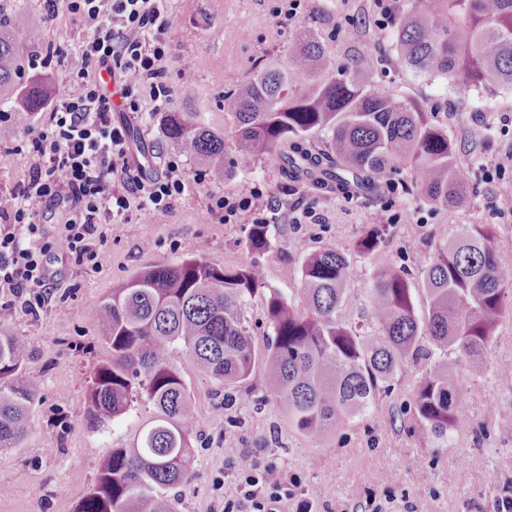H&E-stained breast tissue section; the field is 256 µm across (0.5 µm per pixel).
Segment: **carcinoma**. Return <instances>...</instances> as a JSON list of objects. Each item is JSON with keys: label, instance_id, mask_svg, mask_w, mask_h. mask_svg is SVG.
I'll return each instance as SVG.
<instances>
[{"label": "carcinoma", "instance_id": "1", "mask_svg": "<svg viewBox=\"0 0 512 512\" xmlns=\"http://www.w3.org/2000/svg\"><path fill=\"white\" fill-rule=\"evenodd\" d=\"M397 60L420 77L461 88H512V0H408L392 41ZM23 47L0 36V86L12 79ZM337 65L318 34L305 32L283 61H272L232 94L231 140L206 127L194 112L166 118L170 151L191 153L212 170L231 151L248 165L276 157L283 178L343 196L380 197L387 177L409 170L422 198L453 206L467 194L448 133L431 123L421 103L370 83L366 72ZM327 133L325 148L312 135ZM389 230L369 224L355 248L378 257L370 288L373 329L362 334L340 320L353 277L350 259L333 248L305 255L300 269L307 313L281 294L266 299L274 336L259 353L245 305L265 287L259 261L218 268L194 250L176 262H157L112 289L101 302L100 336L109 358L87 381V413L99 430L138 406L149 413L123 448H113L75 512H173L164 491L193 476L195 408L173 361L182 350L220 387L230 389L262 363L288 420L318 436L364 414L407 365L431 364L414 397L411 426L436 447L448 438L465 396L459 363L483 373L482 354L512 288V263L500 257L489 224H461L435 247L416 310L403 273L382 254ZM248 246L269 248L266 225L254 224ZM30 342L0 331V448H17L40 393L29 367Z\"/></svg>", "mask_w": 512, "mask_h": 512}]
</instances>
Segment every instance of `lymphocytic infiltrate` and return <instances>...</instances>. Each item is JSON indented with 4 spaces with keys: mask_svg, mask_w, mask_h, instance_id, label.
Listing matches in <instances>:
<instances>
[{
    "mask_svg": "<svg viewBox=\"0 0 512 512\" xmlns=\"http://www.w3.org/2000/svg\"><path fill=\"white\" fill-rule=\"evenodd\" d=\"M49 13L66 11L88 25L83 55L108 74L127 76L122 96L129 111L140 109L138 90L149 84L154 101L167 104L161 62L169 53L167 0H45ZM128 128L112 122V100L103 80L85 71L69 75L49 111L45 127L28 140L34 160L23 186L0 204V321L16 311L36 313L58 273L52 256L60 251L100 269L112 226L131 209H169L186 182L176 163L167 173L145 179L126 159ZM68 202L69 216L59 241L49 239L38 204ZM241 497L224 512H279L291 498L287 476L274 465L246 475Z\"/></svg>",
    "mask_w": 512,
    "mask_h": 512,
    "instance_id": "lymphocytic-infiltrate-1",
    "label": "lymphocytic infiltrate"
}]
</instances>
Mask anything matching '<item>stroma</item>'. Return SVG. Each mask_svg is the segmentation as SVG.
Listing matches in <instances>:
<instances>
[{"instance_id":"1","label":"stroma","mask_w":512,"mask_h":512,"mask_svg":"<svg viewBox=\"0 0 512 512\" xmlns=\"http://www.w3.org/2000/svg\"><path fill=\"white\" fill-rule=\"evenodd\" d=\"M169 6L170 53L163 63L171 94L167 110H156L145 86L139 111L112 114L129 127L130 155H148L147 177L163 176L170 160L168 112L197 113L205 126L223 132L232 122L228 95L268 59L289 56L299 32L313 28L339 63L378 54L373 81L427 106L456 149L468 196L448 208L400 188L380 198L345 197L286 183L270 158L245 167L230 154L216 172L195 156L181 155L187 189L170 210H130L102 246L101 269L63 259L61 278L45 306L35 314L16 312L0 325L32 341L30 366L41 382L22 447L0 449V512H74L78 496L94 483L101 458L127 445L146 421L144 411H133L113 429L94 432L86 417V380L107 355L99 336L103 298L148 264L174 262L193 249L220 268L247 264L250 228L267 224L270 248L261 258L266 286L249 299L245 312L255 347L262 351L273 334L265 315L269 292L278 291L294 311L306 312L299 269L305 254L326 247L345 252L354 265L341 320L371 331L375 265L355 249L366 225H388L384 252L404 269L420 311L426 308L420 289L426 261L457 225H492L502 260L512 263V162L494 178L480 166L485 154L512 153V126L501 122L512 114V89L462 93L403 67L391 43L407 0H308L292 17L288 0H170ZM36 13L44 20L35 28L29 19ZM0 35L23 45L12 81L0 86L1 199L27 181L33 164L25 146L28 134L40 129L69 73L94 74L98 68L81 54L84 21L64 12L46 15L44 0H0ZM51 48L59 52L57 62L46 69L29 67L31 57ZM34 91L40 101L28 109L26 127L5 120V113L27 109ZM219 196L249 207L225 217L214 204ZM298 211L315 213L319 220L295 223ZM504 305L507 315L483 354L485 372L467 376L464 421L444 448L403 424L427 363L397 376L390 393L381 394L366 415L308 437L289 425L263 369L235 390L228 405L214 396L211 381L187 355L177 356L200 432L192 442V480L167 492L177 512H224L225 502L237 497L239 473L270 463L300 480L312 512H497L499 497L512 490V289Z\"/></svg>"}]
</instances>
